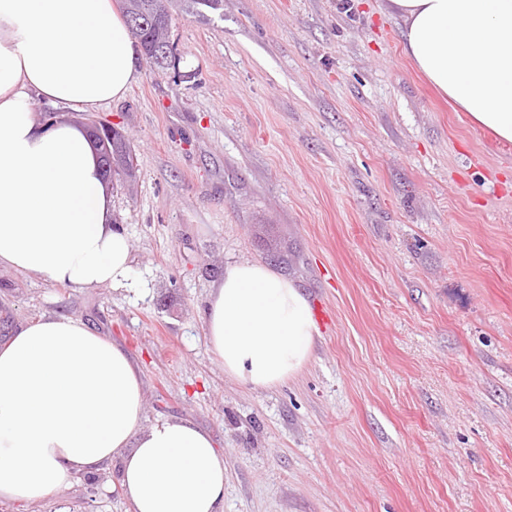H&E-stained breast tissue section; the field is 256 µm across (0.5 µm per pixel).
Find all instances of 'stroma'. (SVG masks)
Masks as SVG:
<instances>
[{
	"instance_id": "1",
	"label": "stroma",
	"mask_w": 512,
	"mask_h": 512,
	"mask_svg": "<svg viewBox=\"0 0 512 512\" xmlns=\"http://www.w3.org/2000/svg\"><path fill=\"white\" fill-rule=\"evenodd\" d=\"M175 15L177 67L94 110L128 136L112 185L135 289L0 269V345L47 313L120 346L141 428L189 420L224 512H512V144L454 111L386 0H223ZM259 261L330 311L296 378L228 377L202 316ZM122 464L0 512H131Z\"/></svg>"
}]
</instances>
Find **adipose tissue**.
I'll use <instances>...</instances> for the list:
<instances>
[{
  "mask_svg": "<svg viewBox=\"0 0 512 512\" xmlns=\"http://www.w3.org/2000/svg\"><path fill=\"white\" fill-rule=\"evenodd\" d=\"M407 55L454 109L512 143V0H387ZM140 47L112 0H0V268L72 288L133 287L131 248L85 127L123 98ZM228 377L269 390L299 375L319 334L293 280L229 264L204 316ZM143 389L118 345L45 314L0 347V499L35 505L75 473L122 460L132 512H224V458L188 421L140 429Z\"/></svg>",
  "mask_w": 512,
  "mask_h": 512,
  "instance_id": "adipose-tissue-1",
  "label": "adipose tissue"
}]
</instances>
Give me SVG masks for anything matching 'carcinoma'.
<instances>
[{
    "instance_id": "carcinoma-1",
    "label": "carcinoma",
    "mask_w": 512,
    "mask_h": 512,
    "mask_svg": "<svg viewBox=\"0 0 512 512\" xmlns=\"http://www.w3.org/2000/svg\"><path fill=\"white\" fill-rule=\"evenodd\" d=\"M124 17L132 35L141 44L146 63L152 71H164L175 60L170 33L174 13L205 17L203 9L220 11L223 0H121ZM103 160H112V175L123 182L134 183L135 174L129 172L134 165L131 149L120 137L99 140Z\"/></svg>"
}]
</instances>
